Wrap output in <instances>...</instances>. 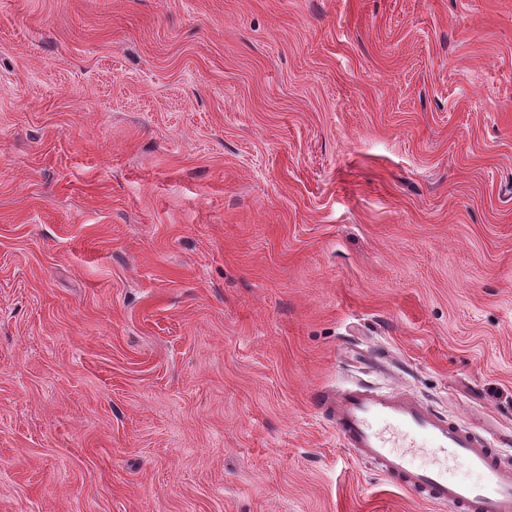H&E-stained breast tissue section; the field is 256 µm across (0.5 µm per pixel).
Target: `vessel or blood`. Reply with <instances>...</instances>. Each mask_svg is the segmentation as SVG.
I'll use <instances>...</instances> for the list:
<instances>
[{
  "label": "vessel or blood",
  "instance_id": "b4317fda",
  "mask_svg": "<svg viewBox=\"0 0 512 512\" xmlns=\"http://www.w3.org/2000/svg\"><path fill=\"white\" fill-rule=\"evenodd\" d=\"M317 403L340 444L392 483L454 512H512V464L502 457L511 435L474 433L412 397L364 385Z\"/></svg>",
  "mask_w": 512,
  "mask_h": 512
}]
</instances>
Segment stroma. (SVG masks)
<instances>
[{"mask_svg":"<svg viewBox=\"0 0 512 512\" xmlns=\"http://www.w3.org/2000/svg\"><path fill=\"white\" fill-rule=\"evenodd\" d=\"M361 382L512 430V0H0V512H450Z\"/></svg>","mask_w":512,"mask_h":512,"instance_id":"1","label":"stroma"}]
</instances>
